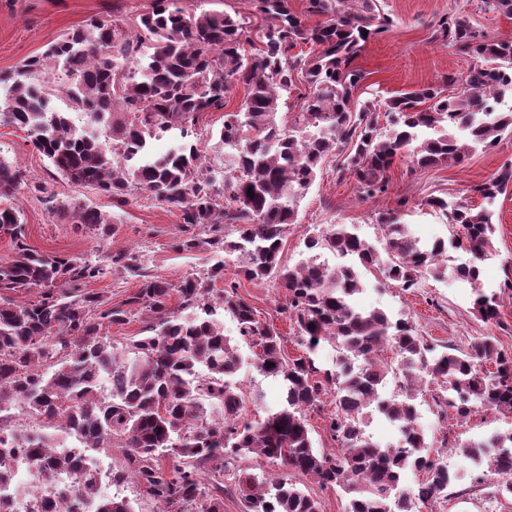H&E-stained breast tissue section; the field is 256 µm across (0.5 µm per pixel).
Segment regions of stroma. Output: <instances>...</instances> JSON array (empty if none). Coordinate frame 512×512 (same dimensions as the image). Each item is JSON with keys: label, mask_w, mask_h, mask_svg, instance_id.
I'll return each mask as SVG.
<instances>
[{"label": "stroma", "mask_w": 512, "mask_h": 512, "mask_svg": "<svg viewBox=\"0 0 512 512\" xmlns=\"http://www.w3.org/2000/svg\"><path fill=\"white\" fill-rule=\"evenodd\" d=\"M151 0H0V76L11 73L23 60L44 52L63 32L76 28L93 15L116 13L131 16L146 10ZM383 13L392 23L383 34L369 39L354 64L365 74L357 93L359 100H387L430 84H441L448 74L467 71L469 58L456 55L437 37L438 19L455 9L467 14L477 31L498 38L512 39V16L484 10L481 0H379ZM224 124L220 112L203 113L197 124L199 148L209 166L223 170L229 158L219 139ZM0 157L17 163L28 180L46 183L59 198L77 197L111 215L107 236L83 233L49 212L27 192H18L13 203L22 212L29 245L39 251L60 255L82 254L100 259L110 252L136 249L144 258L148 273L171 282L198 275L211 264L209 254H178L170 243L180 235V212L138 191L128 204L120 205L89 187L68 183L34 150L22 129L0 125ZM338 160L327 157L321 174L307 190L298 207V218L284 238L282 260L293 266L307 257L303 240L329 225L344 224L359 237L384 251L380 224L392 211L402 210L403 220L414 237L424 242L449 239L454 226L444 211L434 210L426 201L440 197L450 204L466 202L483 205L491 211L495 233L494 254L482 267L481 285L496 295L499 321L488 325L471 312V288L455 277V261H448L444 277L422 280L418 287L402 290L378 271H362L358 302L377 308L392 319L414 321L429 341L467 349L477 337L493 335L501 350L512 356V188L486 201L472 189L492 178L505 164H512V133L504 135L493 148L477 149L463 163L420 168L411 151H403L388 172L386 193L361 198L353 179L339 175ZM407 207H400V200ZM241 296L254 308L258 320L273 324L283 337L285 356L303 355L297 333L280 309L286 296L274 280L243 282ZM244 362L238 374L250 417H263L278 404L279 385L263 374L247 343L239 345ZM415 404L418 423L436 453L442 454L449 470L469 474L473 464L458 449L468 440L481 441L512 430V415L503 416L476 409L469 417L438 416L429 392H419ZM500 478L487 472L481 486L461 491L448 490L445 500L432 504V512H512V495L493 493Z\"/></svg>", "instance_id": "stroma-1"}]
</instances>
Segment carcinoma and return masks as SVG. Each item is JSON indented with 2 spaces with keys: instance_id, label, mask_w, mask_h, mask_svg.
Listing matches in <instances>:
<instances>
[{
  "instance_id": "cac0c4a2",
  "label": "carcinoma",
  "mask_w": 512,
  "mask_h": 512,
  "mask_svg": "<svg viewBox=\"0 0 512 512\" xmlns=\"http://www.w3.org/2000/svg\"><path fill=\"white\" fill-rule=\"evenodd\" d=\"M306 2L300 13L291 0H248L246 14H187L176 0H152L131 18L88 19L8 75L11 91L0 96V123L26 131L33 148L67 182L95 187L124 205L144 191L177 208L184 230H208L205 241L175 237L176 252L206 244L213 253L237 254V265L231 279H224L218 262L202 277L173 284L142 272L136 251L110 252L101 260L39 253L27 243L20 210L9 204L24 186L86 233L106 234L112 217L75 197L56 198L0 158V202L8 201L0 206V237H8L13 249L9 260L0 261V512L12 506V443L4 425L17 403L48 429L17 445L44 483L52 486L59 472L79 470L78 459L48 452L52 432L77 431L93 448L120 444L125 460L116 478L133 476L158 512H181L184 506L222 512L224 475L248 512H319L320 503L297 484L242 469L244 456L340 488L347 495L344 512H418L447 498L458 480L431 454L417 425L418 382L428 377L439 386L434 402L444 419L450 409L466 418L475 407L512 414V356L494 337L481 336L458 351L425 341L408 319L393 322L357 302L359 269L375 268L409 290L441 276L451 246L470 255L456 275L474 286L473 314L496 322V296L476 287L480 262L493 247L488 209H450L443 198L428 200L429 207L449 211L459 228L448 243H422L390 215L381 224L385 260L344 224L307 236L312 256L297 267L284 265L281 255L288 226L296 223V203L328 155H340L338 171L355 179L359 195L372 198L388 190L387 172L408 147L421 168L453 165L472 148H493L512 133V109L489 108L512 93V40L477 33L467 16L450 10L436 32L457 53L476 60L466 76L448 75L444 89L431 85L383 105H360L353 93L365 75L353 61L368 39L388 30L390 19L378 0ZM56 69L69 80L72 107L106 127L108 142L73 136L67 114L51 108L55 88L41 75ZM236 85L244 86L245 96L224 113L219 138L239 151L218 189L190 137L202 113L225 109V95ZM285 93L302 100L299 111H280ZM382 108L390 123L386 131L378 128ZM173 131L185 139L182 151L152 153L150 141ZM511 185L512 167L506 165L474 192L490 199ZM226 224L235 239L224 238ZM322 249L349 263L330 268L317 262L315 252ZM109 271L141 277L139 289L114 304L88 288ZM270 277L285 290L282 312L298 327L306 349L300 357L285 358L281 333L258 321L238 293L240 279ZM216 281L224 283L220 307L237 321L239 335L260 347V371L281 381V407L260 422L246 418L235 381L238 345L224 336L210 303ZM33 290L35 299L20 300ZM174 296L176 308L170 306ZM186 310L195 315L182 316ZM146 312L141 338L121 346L109 335L112 326ZM323 342L339 353L332 369H320L311 357ZM387 349L394 359L383 357ZM490 363L493 372L486 371ZM108 368L112 395L103 396L97 377ZM391 377L403 382L383 398ZM331 392L335 407L325 423L339 453L327 455L314 447L305 412L325 411L324 397ZM371 407L398 425L406 447L384 448L366 434ZM461 452L477 467L490 459L503 478L499 491L512 494L511 431L463 445ZM162 455L172 460L167 469ZM408 469L424 479L407 492L401 476ZM26 512L135 510L124 498L100 496L94 478L83 474L52 498L32 499Z\"/></svg>"
}]
</instances>
